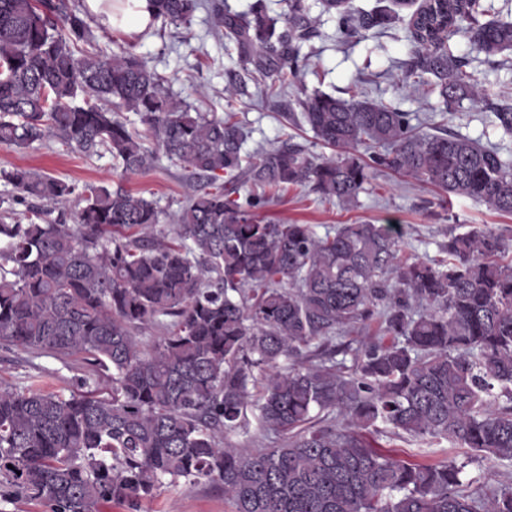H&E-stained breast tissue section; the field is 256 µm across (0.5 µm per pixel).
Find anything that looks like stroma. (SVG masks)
Segmentation results:
<instances>
[{
    "label": "stroma",
    "mask_w": 512,
    "mask_h": 512,
    "mask_svg": "<svg viewBox=\"0 0 512 512\" xmlns=\"http://www.w3.org/2000/svg\"><path fill=\"white\" fill-rule=\"evenodd\" d=\"M308 5L317 28L316 37L302 49L310 71L303 76L301 86L287 88L279 98L268 101L261 98L251 81L249 66L240 59L236 45L215 34L208 11L198 12L187 26L159 19L146 30L131 35L106 26L99 15L95 18L100 25L98 45L107 52L124 47L144 55L151 67L166 77L168 92L199 111L237 113L250 132L244 147L248 154L257 147L289 138L310 151L321 152V145L308 127L291 126L282 118L283 113L297 111V98L304 88L343 98L359 94L391 100L401 109L423 117L439 109L437 97L415 91L395 74L409 48L405 22L397 23L393 36L368 38L344 46L339 41L335 14L324 12L322 0H308ZM450 48L454 54L469 59L470 71L489 98L512 96V62L503 66L488 62L461 35L451 41ZM230 86L236 92L229 99L224 90ZM444 119L452 130L497 146L512 158V134L495 127L483 107L465 102L453 113L445 114ZM12 167L44 171L81 187L120 186L155 200L161 210L171 214L192 191L191 182L184 180L179 167L167 158H160L149 171L125 173L115 167L110 154L85 158L55 141L22 151L0 146V169ZM262 215L268 220L311 225L320 235L339 224H394L401 231L404 255L423 259L439 258L440 246L450 234L473 228H489L512 238V216L497 214L464 197L443 203L434 190L387 173L371 178L352 209H343L305 187L281 192L278 199L263 209ZM39 372L43 373L48 389L67 394L84 368L78 357L61 361L0 343V385H18L25 375ZM146 510L232 512V506L218 483L182 480L177 485L162 487L157 497L147 503Z\"/></svg>",
    "instance_id": "1"
}]
</instances>
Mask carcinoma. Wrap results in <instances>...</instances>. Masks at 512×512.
<instances>
[{
    "mask_svg": "<svg viewBox=\"0 0 512 512\" xmlns=\"http://www.w3.org/2000/svg\"><path fill=\"white\" fill-rule=\"evenodd\" d=\"M282 2L212 14L268 99L300 81L314 34L306 0ZM412 5L403 81L447 112L484 103L511 134L512 104L486 101L449 42L463 34L501 56L512 21H480L481 0H375L363 12L323 0L346 39L387 33ZM204 8L149 0L152 18L175 25ZM297 102L284 117L331 153L284 143L249 157L235 113L194 111L143 56L99 50L82 0H0L1 146L56 140L107 152L124 172L161 153L204 181L165 224L154 201L121 188L0 170L15 190L0 199V340L87 366L67 396L34 381L0 389V503L142 512L182 478L219 482L234 512H512L511 485L465 475L469 462L512 463V244L468 230L439 259H404L391 225L319 236L258 216L290 187L354 206L379 172L512 215V161L391 101L303 88ZM243 183L264 193L241 202ZM73 196V223L50 220ZM250 414L268 440L256 451L228 443ZM371 435L445 440L467 461H399Z\"/></svg>",
    "mask_w": 512,
    "mask_h": 512,
    "instance_id": "1",
    "label": "carcinoma"
}]
</instances>
